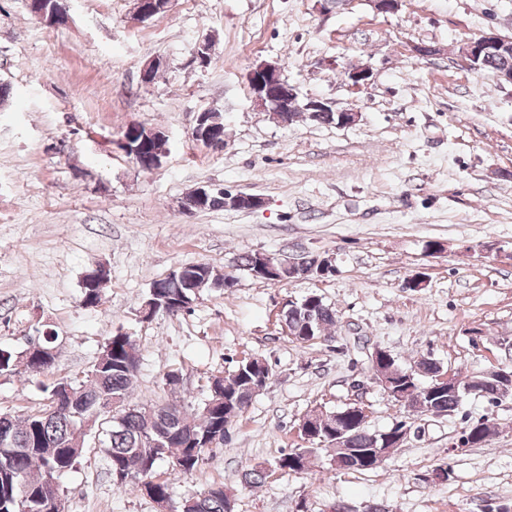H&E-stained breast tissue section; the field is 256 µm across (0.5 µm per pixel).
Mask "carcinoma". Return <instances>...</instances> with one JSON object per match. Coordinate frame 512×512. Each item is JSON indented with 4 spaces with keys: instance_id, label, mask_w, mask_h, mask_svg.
<instances>
[{
    "instance_id": "cac0c4a2",
    "label": "carcinoma",
    "mask_w": 512,
    "mask_h": 512,
    "mask_svg": "<svg viewBox=\"0 0 512 512\" xmlns=\"http://www.w3.org/2000/svg\"><path fill=\"white\" fill-rule=\"evenodd\" d=\"M164 139L131 138V146L137 148L135 166L147 172L153 159L162 155ZM255 255L240 257L239 268L257 280L267 276L256 265ZM150 292L163 302L158 312L177 315L189 308L195 299L193 289L184 279L172 273L152 284ZM288 336L300 344L326 335L336 325V309L327 304L316 293L302 300L289 302L284 309ZM384 367L390 369L392 390L419 391V399L410 405L416 413L434 412L443 414L459 408L468 397L482 395L495 381V376L479 374L459 380L457 388L443 387L432 393L423 392L427 384L424 375L438 369L437 362L423 358L414 366L423 373L407 375V369L398 365L395 358L379 357ZM139 354L134 338L122 330L108 337L101 354L92 365L85 381L71 385L78 400L87 411L97 413L96 419L106 428L104 444L109 458L111 475L120 486L136 490L139 482L150 479L148 498L153 501L171 500L170 481L157 477L161 463L168 466L169 475L184 477L193 474L203 463L206 448H190L187 443L192 436L213 429L220 431L219 442H224V428L229 415H240L257 395L256 388L263 387L264 375L259 359H243L237 362L232 373L214 377L222 381V393L209 392L208 398L197 415L188 414L178 400H168L153 405H137L130 402L133 385L137 377ZM47 403L34 414H22L0 420V435L7 433L14 444L0 446V512H55L52 498L43 487L50 471L61 476L74 469L82 452L71 448L74 435L84 428L86 414L77 413L58 405L56 387L46 388ZM118 399L121 407L117 413L106 408L108 401ZM352 405L339 408L345 413L343 423L351 428L349 447L365 452L373 447L374 432L367 429L355 416L348 413ZM335 419L325 415L318 423L317 434L309 437L310 446L293 448L275 462V468L287 475L303 474L310 469L313 457L324 454L333 458L335 449L330 447V430ZM465 432L473 436L474 442L482 443L493 435L491 425L486 422L472 424ZM179 512H227L224 488L211 487L203 492L190 494L182 499Z\"/></svg>"
}]
</instances>
